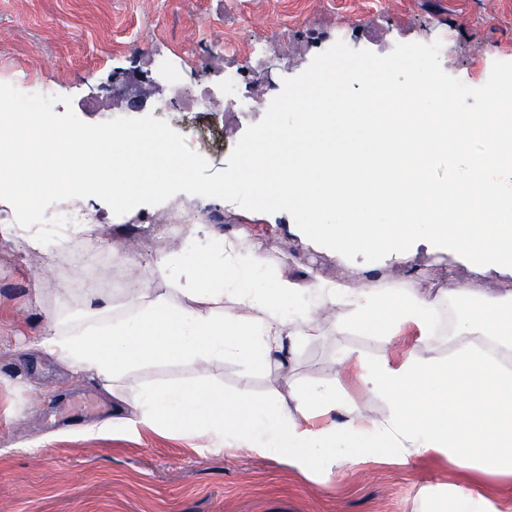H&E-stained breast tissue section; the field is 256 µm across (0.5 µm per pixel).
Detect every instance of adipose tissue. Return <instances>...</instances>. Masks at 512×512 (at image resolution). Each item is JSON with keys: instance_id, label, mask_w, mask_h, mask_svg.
<instances>
[{"instance_id": "obj_1", "label": "adipose tissue", "mask_w": 512, "mask_h": 512, "mask_svg": "<svg viewBox=\"0 0 512 512\" xmlns=\"http://www.w3.org/2000/svg\"><path fill=\"white\" fill-rule=\"evenodd\" d=\"M159 263L169 288H137L135 303L120 310L111 299L87 298L78 312L54 317L37 343L43 354L95 380L111 397L117 421L180 432L216 452L236 445L286 454L307 468L347 443L368 453H436L512 475V369L501 363L512 355L511 290L476 295L461 284L434 295L419 282L282 273L269 286L256 277L267 260L243 232L233 239L191 234ZM339 303L352 307L345 329L389 345L406 330L416 335V347L396 360L342 353L364 385L385 398L382 421H368L318 380L289 384L274 403L246 391L229 400L211 384V370L229 357L287 372L299 342L323 335V314ZM446 324L464 347L445 359L420 353L419 345ZM177 364L191 365L196 382L124 384L138 366ZM334 412L345 414V422L331 420Z\"/></svg>"}]
</instances>
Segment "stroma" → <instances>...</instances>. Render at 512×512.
Masks as SVG:
<instances>
[{
  "label": "stroma",
  "mask_w": 512,
  "mask_h": 512,
  "mask_svg": "<svg viewBox=\"0 0 512 512\" xmlns=\"http://www.w3.org/2000/svg\"><path fill=\"white\" fill-rule=\"evenodd\" d=\"M443 32L451 35L443 70L482 85L491 72L490 63L477 60L482 47L494 43L495 60L512 61V0H0V83L58 96L55 113L70 108L99 123L111 118L100 109V95L112 75L143 70L167 85L168 74L155 61L176 53L185 80L215 93V110L205 116L224 130L223 148L206 155L215 172L226 169L245 129L262 118L224 104L225 60L238 45L265 42L264 78L273 98L284 78L304 71L326 45L341 41L384 55L396 43ZM174 213L228 238L247 232L272 270L417 279L435 291L450 275L476 292L512 289V275L492 267L469 271L453 252L424 240L402 263H340L300 235L288 213L249 212L229 201L215 206L186 193L121 216L97 206L89 266L58 261L52 245L29 253L23 232L0 235V512H426L429 496L450 487L472 491L490 512H512V476L437 454L405 458L384 449L361 460L340 448L335 465L315 471L291 456H261L245 447L216 455L191 437L143 425L81 433L80 425L111 419V397L33 345L54 315L80 308L85 293L107 294L110 280L169 287L158 259L179 243L166 226ZM129 252L131 265L122 261ZM350 312L346 305L329 310L325 338L302 342L288 374L338 385L351 405L379 421L388 412L385 400L365 387L336 340L373 360L385 353L399 358L415 337L389 347L378 336L341 332ZM211 378L229 397L246 389L264 401L288 391L275 368L234 358Z\"/></svg>",
  "instance_id": "1"
}]
</instances>
